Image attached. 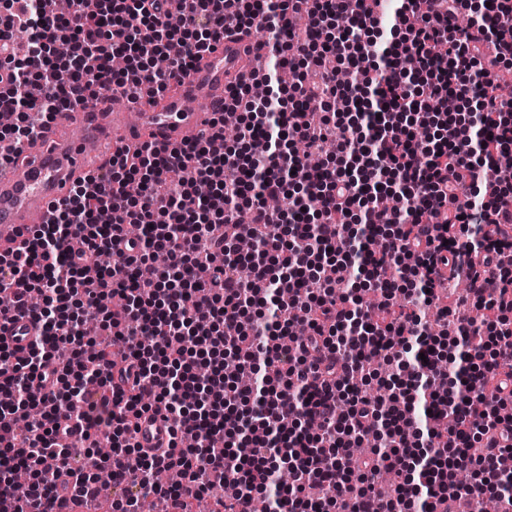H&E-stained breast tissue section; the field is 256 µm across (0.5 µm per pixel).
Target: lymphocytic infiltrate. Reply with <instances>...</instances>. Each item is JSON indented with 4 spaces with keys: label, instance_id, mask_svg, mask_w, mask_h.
<instances>
[{
    "label": "lymphocytic infiltrate",
    "instance_id": "obj_1",
    "mask_svg": "<svg viewBox=\"0 0 512 512\" xmlns=\"http://www.w3.org/2000/svg\"><path fill=\"white\" fill-rule=\"evenodd\" d=\"M185 2L173 17L163 0H70L59 16L47 0H8L0 17V104L14 111L0 141L14 142L37 137L91 86L130 101L143 84L167 90L227 29L278 36L261 73L230 91L236 147L217 116L212 134L189 145L120 151L0 252V293L41 326L24 362L0 345V512L45 502L65 512L97 498L105 467L66 443L64 418L108 433L121 490L110 512H137L144 500L155 512H196L228 482L240 494L213 497L210 512H239L259 493L269 512H437L497 489L504 462L493 449L512 456V419L500 414L512 384V264L496 262L512 255V172L492 203L482 188L512 151V100L494 91L496 68L512 62V0L475 5L464 30V0H398L380 24L379 0L353 12L346 0ZM63 39L65 57L55 52ZM492 42L502 52L489 60L482 47ZM437 43L445 55H433ZM117 54L134 74L113 70ZM158 55L165 70L152 64ZM408 56L416 72L401 67ZM257 81L277 83V95L253 99ZM447 98L461 103L462 121L433 111ZM296 142L323 154L317 173ZM131 180L139 195L125 194ZM270 195L287 207L266 208ZM494 212L501 221L490 222ZM124 224L146 228L130 256L112 250ZM243 236L257 254L237 251ZM157 251L165 270L143 274ZM103 252L110 266L99 265ZM444 272L497 319L455 322L444 307L431 332L425 308ZM297 321L305 336L283 346ZM471 335L481 342L468 365L436 351ZM486 356L507 372L490 395L476 365ZM116 370L127 394L109 392ZM451 376L464 393L452 394ZM154 406L181 434L164 454L136 441ZM312 420L319 430H308ZM376 432L381 448L354 460ZM453 466L470 471L469 486L444 482ZM20 468L39 476L22 495ZM160 470L179 482L154 485ZM384 471L397 477L387 500Z\"/></svg>",
    "mask_w": 512,
    "mask_h": 512
}]
</instances>
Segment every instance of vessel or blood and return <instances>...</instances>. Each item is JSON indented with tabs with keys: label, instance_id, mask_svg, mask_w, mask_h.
Masks as SVG:
<instances>
[{
	"label": "vessel or blood",
	"instance_id": "b4317fda",
	"mask_svg": "<svg viewBox=\"0 0 512 512\" xmlns=\"http://www.w3.org/2000/svg\"><path fill=\"white\" fill-rule=\"evenodd\" d=\"M254 67L249 38L231 32L194 64L176 91L143 95L134 112L108 108L100 98L89 100L81 113L80 137L63 135L56 122L36 141L5 144L14 162L0 168V245L17 238L24 227L49 219L52 205L68 197L76 180L85 176L89 145L105 139L132 145L147 138L173 147L198 138L222 111L228 83L249 75ZM39 332V324L29 316L0 318V343L14 357H26ZM137 440L145 449L167 447L169 425L163 415L143 414Z\"/></svg>",
	"mask_w": 512,
	"mask_h": 512
}]
</instances>
